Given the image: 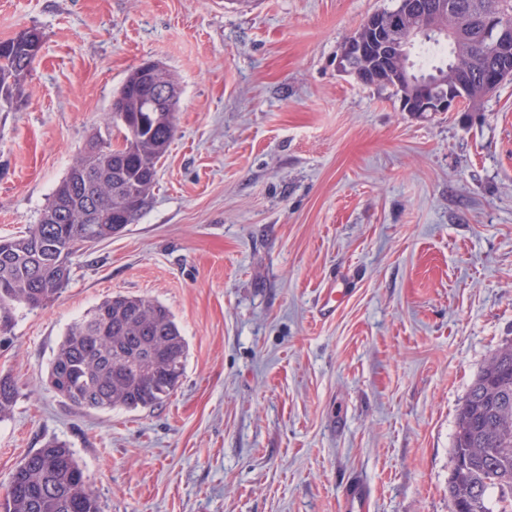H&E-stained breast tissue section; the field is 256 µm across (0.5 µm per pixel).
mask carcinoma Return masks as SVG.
Segmentation results:
<instances>
[{"label":"carcinoma","mask_w":512,"mask_h":512,"mask_svg":"<svg viewBox=\"0 0 512 512\" xmlns=\"http://www.w3.org/2000/svg\"><path fill=\"white\" fill-rule=\"evenodd\" d=\"M450 5L445 24L458 36L439 55L426 57L419 77L450 71L467 78L464 105L478 109L488 96L483 76L497 56L487 49L479 17L492 12L512 24V0H406L415 23L428 19L439 2ZM0 52V112L21 98L36 58L23 29ZM121 85L130 117L141 109L137 86ZM365 84L388 88L402 99L408 84L392 78ZM107 133L96 132L55 189L39 222L24 234L0 238V330L16 306L36 309L61 293L78 250L122 233L149 204L157 166L176 134L175 113L155 112L143 132L113 115ZM188 342L161 302L116 295L73 322L52 359L48 382L71 406L137 410L163 403L183 376ZM19 391L0 376V421L13 411ZM450 512H512V343L500 346L472 383L457 417L453 467L448 475ZM0 512H101L85 474L67 444L50 439L29 452L11 474Z\"/></svg>","instance_id":"carcinoma-1"}]
</instances>
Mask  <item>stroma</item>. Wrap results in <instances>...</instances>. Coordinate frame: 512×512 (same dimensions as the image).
I'll return each instance as SVG.
<instances>
[{"label":"stroma","instance_id":"1","mask_svg":"<svg viewBox=\"0 0 512 512\" xmlns=\"http://www.w3.org/2000/svg\"><path fill=\"white\" fill-rule=\"evenodd\" d=\"M396 0H0V40L43 44L0 112V237L37 223L142 61L178 85L177 134L135 224L18 307L0 375V493L67 442L101 512H449L458 411L512 341V81L476 112L402 111L338 58ZM350 294L322 315L323 288ZM169 308L189 352L135 411L47 382L67 326L112 296ZM18 394L14 381L8 376H0V421L11 415Z\"/></svg>","mask_w":512,"mask_h":512}]
</instances>
